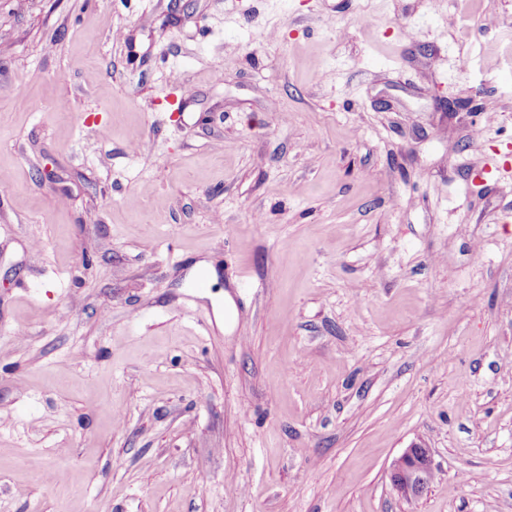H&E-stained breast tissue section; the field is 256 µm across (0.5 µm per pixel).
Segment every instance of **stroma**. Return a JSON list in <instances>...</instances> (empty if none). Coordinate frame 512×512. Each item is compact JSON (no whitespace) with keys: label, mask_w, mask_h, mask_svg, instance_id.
Here are the masks:
<instances>
[{"label":"stroma","mask_w":512,"mask_h":512,"mask_svg":"<svg viewBox=\"0 0 512 512\" xmlns=\"http://www.w3.org/2000/svg\"><path fill=\"white\" fill-rule=\"evenodd\" d=\"M509 153L512 0H0V512H512ZM431 448L414 442L396 459L390 468L393 490L403 499L419 497L428 487L430 476L436 474Z\"/></svg>","instance_id":"35a3bbf8"}]
</instances>
